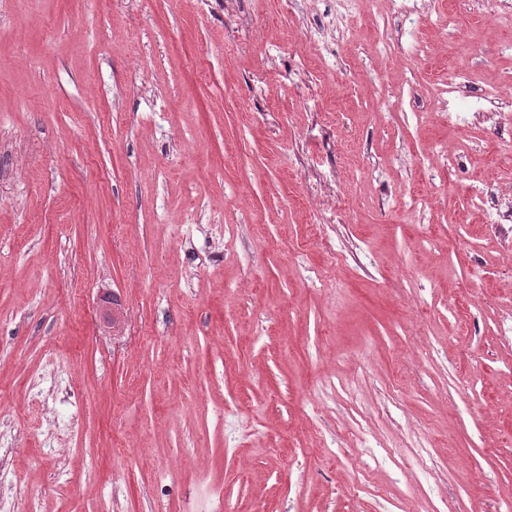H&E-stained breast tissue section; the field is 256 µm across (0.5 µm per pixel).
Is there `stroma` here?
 <instances>
[{
    "label": "stroma",
    "mask_w": 512,
    "mask_h": 512,
    "mask_svg": "<svg viewBox=\"0 0 512 512\" xmlns=\"http://www.w3.org/2000/svg\"><path fill=\"white\" fill-rule=\"evenodd\" d=\"M508 41L486 0H0L8 512H512L469 201L512 205Z\"/></svg>",
    "instance_id": "1"
}]
</instances>
